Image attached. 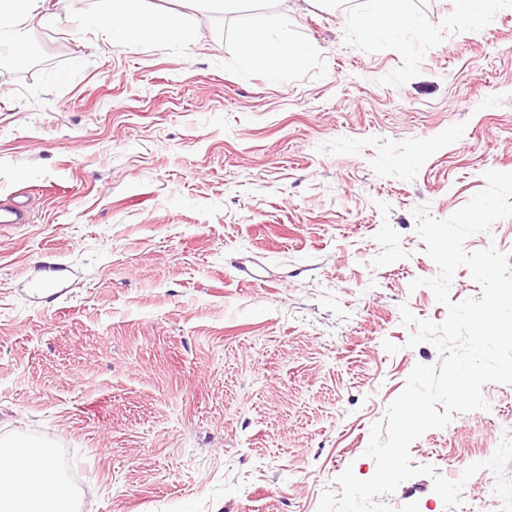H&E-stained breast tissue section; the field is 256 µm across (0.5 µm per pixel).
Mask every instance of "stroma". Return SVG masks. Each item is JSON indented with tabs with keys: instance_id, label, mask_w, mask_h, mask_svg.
Wrapping results in <instances>:
<instances>
[{
	"instance_id": "35a3bbf8",
	"label": "stroma",
	"mask_w": 512,
	"mask_h": 512,
	"mask_svg": "<svg viewBox=\"0 0 512 512\" xmlns=\"http://www.w3.org/2000/svg\"><path fill=\"white\" fill-rule=\"evenodd\" d=\"M383 0H285L313 47L277 77L240 35L267 5L146 0L183 11L190 47L134 49L98 29L20 25L0 68V440L49 446L78 512H317L443 322L418 208L449 217L489 170L512 172V0L479 26L414 0L399 34L358 24ZM70 271L33 298L31 278ZM410 446L455 480L512 437V384ZM499 512L472 480L446 508L431 478L386 502ZM21 194H11L0 200V224H25L28 220V203ZM3 202V203H2Z\"/></svg>"
}]
</instances>
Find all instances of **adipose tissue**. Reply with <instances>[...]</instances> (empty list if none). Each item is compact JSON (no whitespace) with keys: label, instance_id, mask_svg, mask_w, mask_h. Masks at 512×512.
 <instances>
[{"label":"adipose tissue","instance_id":"1","mask_svg":"<svg viewBox=\"0 0 512 512\" xmlns=\"http://www.w3.org/2000/svg\"><path fill=\"white\" fill-rule=\"evenodd\" d=\"M45 0H0V39L12 37L29 17L43 26L57 28L64 21L59 13L45 10ZM274 18L244 32L240 39L243 58L251 65L273 61L298 63L307 59L310 46L273 33ZM87 28L108 30L113 46L133 49L164 34L170 41L187 46L195 31L178 12L154 19L142 0H108L104 13L85 16ZM0 512H72L70 488L58 468L54 451L48 447L0 446Z\"/></svg>","mask_w":512,"mask_h":512}]
</instances>
